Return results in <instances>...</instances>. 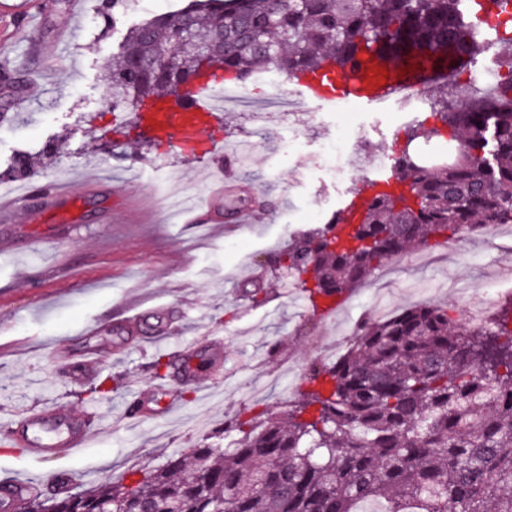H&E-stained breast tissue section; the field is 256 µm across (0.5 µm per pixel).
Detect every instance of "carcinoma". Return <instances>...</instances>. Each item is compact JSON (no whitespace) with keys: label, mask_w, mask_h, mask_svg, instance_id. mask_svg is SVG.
Instances as JSON below:
<instances>
[{"label":"carcinoma","mask_w":512,"mask_h":512,"mask_svg":"<svg viewBox=\"0 0 512 512\" xmlns=\"http://www.w3.org/2000/svg\"><path fill=\"white\" fill-rule=\"evenodd\" d=\"M490 15L512 42L503 0H191L129 30L107 78L112 111L188 92L206 62L239 84L270 68L341 73L379 57L432 68L457 61L462 73L483 54ZM187 24L207 58L177 42ZM163 50L173 64L158 62ZM500 66L487 93L452 100L439 87L434 123L407 127L359 223L344 233L333 217L275 258L313 313L335 310L389 259L439 246L449 230L512 224V59ZM445 136L450 153L433 161L410 149ZM39 164L22 155L0 182ZM230 428L235 447L192 448L134 491L122 481L37 491L17 512L31 500L44 512H363L368 501L379 512H512V296L480 329L432 301L365 320L335 362L311 366L288 411Z\"/></svg>","instance_id":"1"}]
</instances>
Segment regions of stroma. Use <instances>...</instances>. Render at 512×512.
Segmentation results:
<instances>
[{
    "instance_id": "stroma-1",
    "label": "stroma",
    "mask_w": 512,
    "mask_h": 512,
    "mask_svg": "<svg viewBox=\"0 0 512 512\" xmlns=\"http://www.w3.org/2000/svg\"><path fill=\"white\" fill-rule=\"evenodd\" d=\"M176 9L172 0H127L109 25L98 20L102 0H85L76 18L57 0H36L25 16L0 12V44L13 42L15 31L40 27L38 47L14 42L9 66L18 81L44 62L53 64L42 95L0 125V171L18 153L37 155L57 144L58 154L31 183L63 181L74 200L43 210L36 222L22 214L15 223H0V240L12 244L0 250V418L25 406H87L89 386L62 377L51 350L64 342L75 358L86 357L92 343L86 329L95 322L109 324L112 336L91 359L94 377L114 381L111 396L96 403L106 418L85 448L62 452L48 465L22 449L0 447V482L27 473L48 494L56 489L47 477L55 468L88 487L119 480L131 469L161 466L202 442L223 444L231 421L286 408L319 346L353 332L375 289L386 288L403 308L417 303L415 289L422 286L430 300L460 310L512 279V245L452 234L446 245L429 250L427 265L414 264L407 254L396 258L394 273H374L334 314L314 317L296 308L278 281L273 256L298 232L339 210L366 172L389 169L397 139L408 124L428 116L430 104L407 113L357 105L344 123L336 106L289 115L263 106L265 99L292 93L280 75L271 87H240L254 100L253 109L235 100L226 104L222 125L202 136L204 143L224 145L212 161H188L168 142L129 145L112 130L107 70L132 26ZM361 122L376 160L368 168L353 166L348 182L335 184L320 169L321 145L340 132L358 138ZM216 166L242 204H254L251 224H236L222 207L215 214L218 231L167 222L165 197L205 199ZM250 280L264 288V302L253 303L242 292ZM133 296L151 316L127 332L122 313ZM211 339L224 345L222 370L205 366L196 381L182 382L175 418L157 416L131 427L124 415L128 398L161 384L156 359H165L167 376L179 379L182 345L195 343L202 357Z\"/></svg>"
}]
</instances>
